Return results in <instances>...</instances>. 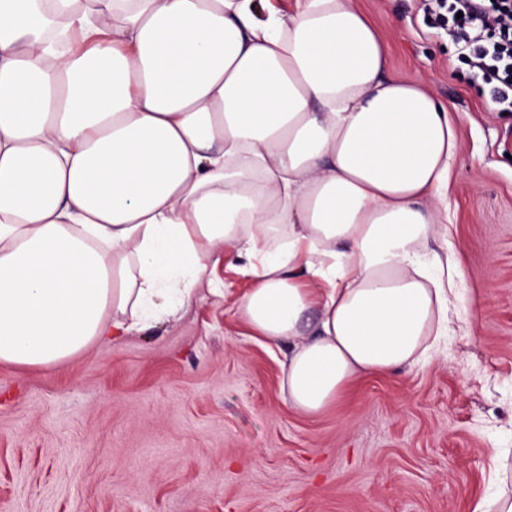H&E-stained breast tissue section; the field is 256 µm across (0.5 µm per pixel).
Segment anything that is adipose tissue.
Instances as JSON below:
<instances>
[{"instance_id":"adipose-tissue-1","label":"adipose tissue","mask_w":512,"mask_h":512,"mask_svg":"<svg viewBox=\"0 0 512 512\" xmlns=\"http://www.w3.org/2000/svg\"><path fill=\"white\" fill-rule=\"evenodd\" d=\"M354 0H0V363L175 316L224 258L308 416L431 363L458 134Z\"/></svg>"}]
</instances>
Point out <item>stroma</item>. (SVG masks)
Here are the masks:
<instances>
[{"mask_svg":"<svg viewBox=\"0 0 512 512\" xmlns=\"http://www.w3.org/2000/svg\"><path fill=\"white\" fill-rule=\"evenodd\" d=\"M387 77L426 80L459 146L450 243L465 275L437 361L364 376L330 410L281 392L290 344L250 335V277L52 368L0 365V512H472L512 495V112L419 0H356Z\"/></svg>","mask_w":512,"mask_h":512,"instance_id":"1","label":"stroma"}]
</instances>
